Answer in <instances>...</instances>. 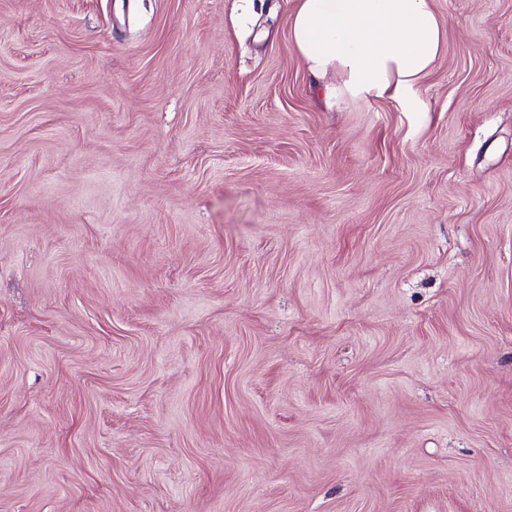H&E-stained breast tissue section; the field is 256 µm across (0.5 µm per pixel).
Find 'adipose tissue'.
Returning a JSON list of instances; mask_svg holds the SVG:
<instances>
[{
	"label": "adipose tissue",
	"mask_w": 512,
	"mask_h": 512,
	"mask_svg": "<svg viewBox=\"0 0 512 512\" xmlns=\"http://www.w3.org/2000/svg\"><path fill=\"white\" fill-rule=\"evenodd\" d=\"M293 45L336 99L406 100L444 48L428 0H295ZM338 83H327L328 75Z\"/></svg>",
	"instance_id": "1"
}]
</instances>
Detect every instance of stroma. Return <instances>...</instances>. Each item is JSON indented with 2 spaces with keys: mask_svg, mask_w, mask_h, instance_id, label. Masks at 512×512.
<instances>
[{
  "mask_svg": "<svg viewBox=\"0 0 512 512\" xmlns=\"http://www.w3.org/2000/svg\"><path fill=\"white\" fill-rule=\"evenodd\" d=\"M329 102L294 0H0V512H512V0Z\"/></svg>",
  "mask_w": 512,
  "mask_h": 512,
  "instance_id": "35a3bbf8",
  "label": "stroma"
}]
</instances>
